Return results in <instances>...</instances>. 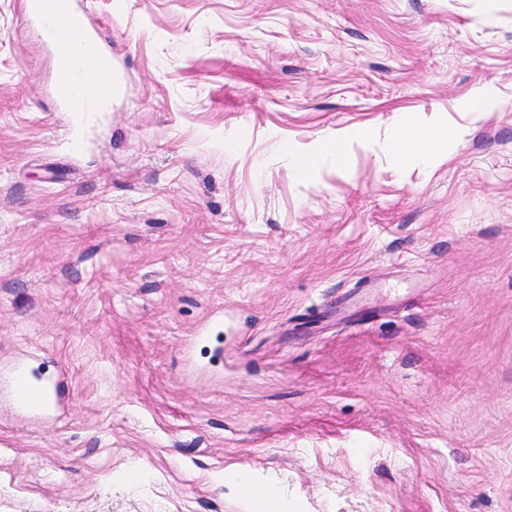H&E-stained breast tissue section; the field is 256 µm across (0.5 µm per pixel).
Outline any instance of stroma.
I'll use <instances>...</instances> for the list:
<instances>
[{"mask_svg":"<svg viewBox=\"0 0 512 512\" xmlns=\"http://www.w3.org/2000/svg\"><path fill=\"white\" fill-rule=\"evenodd\" d=\"M76 3L103 112L0 0V512H512V0ZM446 128L405 125L391 137V145L401 164H407L421 154L432 155L450 138ZM19 385L16 389V398L20 406L26 408L31 405V393H38L44 402V407L48 408L52 400V396L56 398L60 395V388L57 384H44L35 381L24 368H19L16 372Z\"/></svg>","mask_w":512,"mask_h":512,"instance_id":"1","label":"stroma"}]
</instances>
